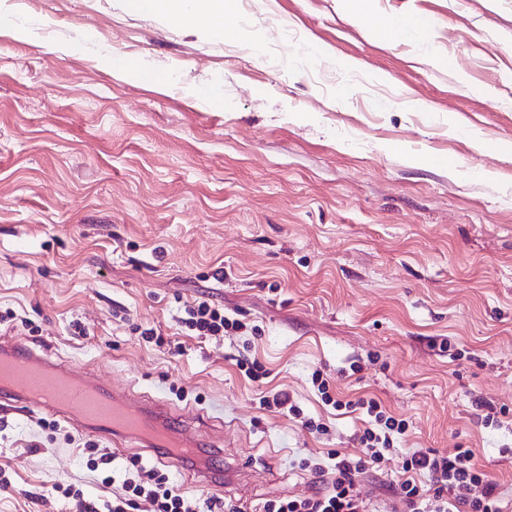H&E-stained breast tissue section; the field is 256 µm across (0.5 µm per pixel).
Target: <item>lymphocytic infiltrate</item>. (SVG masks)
Returning <instances> with one entry per match:
<instances>
[{
    "instance_id": "f902f5d3",
    "label": "lymphocytic infiltrate",
    "mask_w": 512,
    "mask_h": 512,
    "mask_svg": "<svg viewBox=\"0 0 512 512\" xmlns=\"http://www.w3.org/2000/svg\"><path fill=\"white\" fill-rule=\"evenodd\" d=\"M182 327L200 336H221L241 329L239 320L225 315L222 307L201 300L185 306ZM354 408L373 417L374 427L357 434L360 452L334 462L329 491H315L303 500L268 501L262 512H371L358 490L359 478L369 465L383 460L393 442L392 435L404 434L405 420L387 415L375 399H358ZM130 465L141 473L140 480H125L122 495L113 497L107 511L133 512L137 499L149 500L155 512H194L191 502L160 468H145L140 458ZM401 483L406 512H512L504 505L497 481L481 470L471 448L444 455L435 450L414 451L404 464Z\"/></svg>"
}]
</instances>
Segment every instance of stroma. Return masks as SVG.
I'll return each instance as SVG.
<instances>
[{
	"mask_svg": "<svg viewBox=\"0 0 512 512\" xmlns=\"http://www.w3.org/2000/svg\"><path fill=\"white\" fill-rule=\"evenodd\" d=\"M371 5L430 28L390 40L344 0H236L227 42L125 0H0V313L31 329L0 337L213 426L222 490L166 467L197 512L305 498L310 466L355 453L369 418L326 404L316 372L408 424L359 486L374 512H399L428 448L476 449L512 500V0ZM201 299L242 329L181 332ZM281 390L324 432L260 406ZM41 418L0 399V512H76L56 484L107 500L130 457L158 462Z\"/></svg>",
	"mask_w": 512,
	"mask_h": 512,
	"instance_id": "1",
	"label": "stroma"
}]
</instances>
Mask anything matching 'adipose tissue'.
Wrapping results in <instances>:
<instances>
[{"label": "adipose tissue", "instance_id": "obj_1", "mask_svg": "<svg viewBox=\"0 0 512 512\" xmlns=\"http://www.w3.org/2000/svg\"><path fill=\"white\" fill-rule=\"evenodd\" d=\"M138 13L174 19L181 24L207 29L231 41L236 37L234 28L224 23L225 0H127Z\"/></svg>", "mask_w": 512, "mask_h": 512}]
</instances>
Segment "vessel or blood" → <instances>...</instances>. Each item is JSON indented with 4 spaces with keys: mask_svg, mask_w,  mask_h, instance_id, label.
<instances>
[{
    "mask_svg": "<svg viewBox=\"0 0 512 512\" xmlns=\"http://www.w3.org/2000/svg\"><path fill=\"white\" fill-rule=\"evenodd\" d=\"M0 397L26 407L61 416L77 427L108 435L118 443L165 449V459L181 464L200 446L187 435L186 422L164 406L146 405L140 397L112 389L96 375L74 371L38 354L27 344L0 341ZM210 465H198L194 475L212 488H221L223 451L211 449Z\"/></svg>",
    "mask_w": 512,
    "mask_h": 512,
    "instance_id": "b4317fda",
    "label": "vessel or blood"
}]
</instances>
